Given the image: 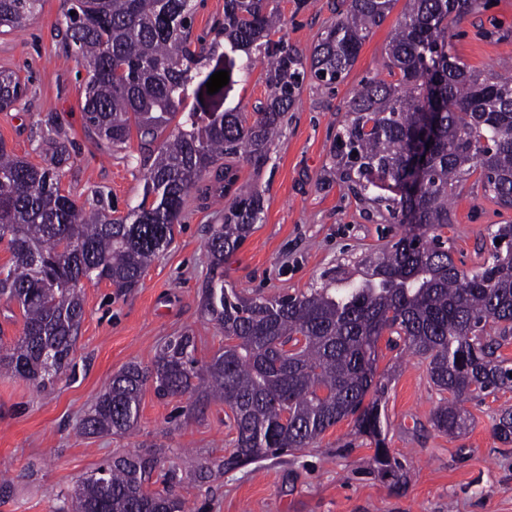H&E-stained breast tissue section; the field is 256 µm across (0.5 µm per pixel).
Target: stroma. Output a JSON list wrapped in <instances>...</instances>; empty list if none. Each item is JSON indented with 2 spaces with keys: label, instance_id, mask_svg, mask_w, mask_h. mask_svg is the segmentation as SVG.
<instances>
[{
  "label": "stroma",
  "instance_id": "35a3bbf8",
  "mask_svg": "<svg viewBox=\"0 0 512 512\" xmlns=\"http://www.w3.org/2000/svg\"><path fill=\"white\" fill-rule=\"evenodd\" d=\"M282 0L283 33L289 45L310 52L336 18L337 0ZM63 0H44L22 28L0 32V68L14 71L26 93L0 112V141L33 165L47 117L61 129L71 159L62 190L78 203L94 191L109 193L117 214L142 196L135 162L137 141L115 150L97 144L81 110L86 69L64 59L63 33L56 26ZM399 17L391 12L374 29L340 84L306 81L288 112L270 159L260 170L241 164L240 183L264 191V220L224 262L227 287L247 296L296 294L339 264H355L365 253L398 238L402 224L381 218L336 179L328 178L336 131L353 93L370 78H383L386 46ZM499 22L512 27V0H488L467 16L452 40L454 53L480 70L512 69V36L480 38ZM454 222L443 229L459 267L472 271L487 257L488 227L512 221L484 198L474 180L455 190ZM224 220L223 205L189 198L171 245L149 267L139 288L121 294L109 283L85 284L84 320L72 367L53 386L0 375V475L11 481L0 493V512H64L74 489L115 455L159 447L170 462L192 453L210 467L207 479L185 472L176 492L186 512H512V445L492 433L496 414L512 407V391L485 396L471 406L473 423L460 436L430 423L441 395L417 356L379 346L377 371L390 382L384 407L385 445L404 466V485L372 466L375 443L346 419L318 443L291 454L236 469L222 463L235 431L222 401L203 414L188 415V397L158 398L153 386L141 393L136 428L124 434L83 436L78 423L106 390L113 374L130 363L149 364L165 338L193 334L195 356L207 362L223 345L214 322L203 317L199 289L209 273L205 242Z\"/></svg>",
  "mask_w": 512,
  "mask_h": 512
}]
</instances>
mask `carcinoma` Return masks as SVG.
<instances>
[{"label":"carcinoma","instance_id":"cac0c4a2","mask_svg":"<svg viewBox=\"0 0 512 512\" xmlns=\"http://www.w3.org/2000/svg\"><path fill=\"white\" fill-rule=\"evenodd\" d=\"M40 2L0 0V27H22ZM66 2L57 27L64 57L88 73L86 130L112 148L137 137L143 193L118 217L100 190L87 207L62 193L70 154L51 116L42 133L47 165L0 142V242L11 253L0 268V298L23 317L21 335L0 344L1 371L48 387L70 365L84 318L83 284L139 287L173 242L195 191L205 200L234 194L205 243L210 275L201 288L203 315L230 343L201 365L194 337H168L150 364H130L112 377L80 420L82 434L133 429L150 382L160 398L195 397L193 413L212 399L224 402L236 431L226 468L309 448L353 416L358 432L376 442L374 468L396 476L402 464L384 446L381 420L387 383L376 375L384 333L388 347L401 340L422 358L431 383L446 394L431 416L440 432H466L473 421L467 402L512 389V365L498 354L512 337V223L495 225L491 235L500 244L471 272L438 246L452 223L454 190L472 174L479 173L485 197L512 209V72L476 71L451 51L452 28L483 0H405L386 47L393 80H367L336 133V177L355 197L385 203L408 230L353 273L339 267L319 287L270 298L224 287V258L264 212L262 189H233V162L243 157L261 168L305 77L343 81L398 0H343L307 56L280 36V0H224V20L198 52L189 37L192 0ZM254 50L268 59V95L250 119L231 92L249 75ZM220 70L229 83L210 95L206 83ZM23 95L18 77L0 70V111ZM425 112L433 113L431 147L411 181L409 149ZM493 432L512 443L511 407L500 410ZM160 465L156 452L112 457L74 490V512H183L177 470L165 473L162 490H147Z\"/></svg>","mask_w":512,"mask_h":512}]
</instances>
